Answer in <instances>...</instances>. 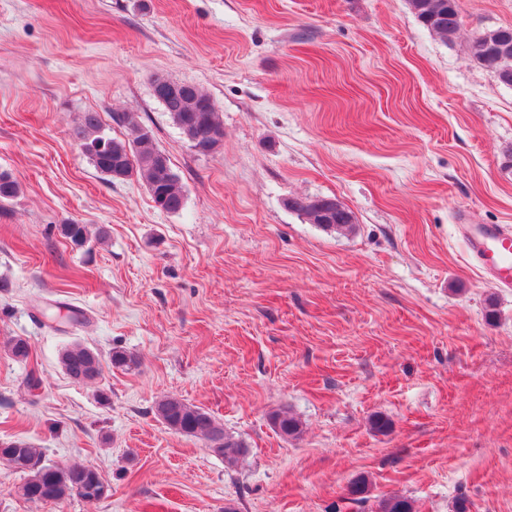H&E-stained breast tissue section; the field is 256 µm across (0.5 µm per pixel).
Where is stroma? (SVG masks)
<instances>
[{
    "instance_id": "35a3bbf8",
    "label": "stroma",
    "mask_w": 512,
    "mask_h": 512,
    "mask_svg": "<svg viewBox=\"0 0 512 512\" xmlns=\"http://www.w3.org/2000/svg\"><path fill=\"white\" fill-rule=\"evenodd\" d=\"M458 5L448 41L408 0H0V171L20 183L0 206V441L94 466L108 488L31 502L0 462V512H376L390 495L512 512V287L458 229L512 225V87L467 52L512 26V0ZM157 75L210 94L215 152L190 147ZM88 111L118 139L117 115L137 113L183 210L95 170L71 139ZM314 196L352 228L286 205ZM70 221L109 237L74 246ZM54 302L87 324L51 328ZM16 336L29 362L4 349ZM74 341L138 366L75 382L58 360ZM167 395L244 442L236 467L155 417ZM340 203V202H339ZM341 204V203H340ZM344 212V217H342V220L339 222H336V220L332 223L324 224L325 217L321 216L318 212L313 210H292L289 207V210H292L296 212L298 215L302 216L308 223L311 224H318L321 228L328 231H343L349 229L353 225V216L349 210H347L342 204H341Z\"/></svg>"
}]
</instances>
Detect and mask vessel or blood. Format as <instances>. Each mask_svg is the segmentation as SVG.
Masks as SVG:
<instances>
[{
	"label": "vessel or blood",
	"mask_w": 512,
	"mask_h": 512,
	"mask_svg": "<svg viewBox=\"0 0 512 512\" xmlns=\"http://www.w3.org/2000/svg\"><path fill=\"white\" fill-rule=\"evenodd\" d=\"M466 231L468 252L476 267L500 285L512 287V226L470 225Z\"/></svg>",
	"instance_id": "1"
}]
</instances>
